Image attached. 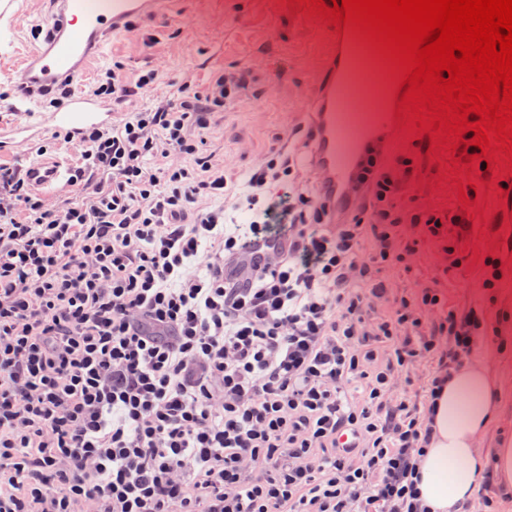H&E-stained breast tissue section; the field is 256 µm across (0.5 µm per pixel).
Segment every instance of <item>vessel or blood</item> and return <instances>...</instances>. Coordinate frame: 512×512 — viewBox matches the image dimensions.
<instances>
[{
	"instance_id": "vessel-or-blood-1",
	"label": "vessel or blood",
	"mask_w": 512,
	"mask_h": 512,
	"mask_svg": "<svg viewBox=\"0 0 512 512\" xmlns=\"http://www.w3.org/2000/svg\"><path fill=\"white\" fill-rule=\"evenodd\" d=\"M173 0H54L52 35L37 44L9 73L17 89L16 105L31 110L40 89L57 83L71 86L64 105L40 112L32 123L16 126L14 137L31 141L47 131L75 134L90 126L111 124L112 114L80 87L90 63L101 55L108 38L128 33L134 19L159 18L169 13ZM319 39L313 91L303 99L311 117L314 150L311 162L320 178V190L342 209L354 201L360 165L368 157L389 160L406 132L395 121L396 86L383 76L374 96L360 83L359 59L365 48L351 31L309 18ZM32 189L49 193L67 170L59 158H39L28 166Z\"/></svg>"
}]
</instances>
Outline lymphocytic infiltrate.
Masks as SVG:
<instances>
[{
  "mask_svg": "<svg viewBox=\"0 0 512 512\" xmlns=\"http://www.w3.org/2000/svg\"><path fill=\"white\" fill-rule=\"evenodd\" d=\"M249 76L54 133L81 201L0 161V512H426L432 413L484 323L443 291L470 221L403 199L406 158L367 160L333 215L283 151L227 211L201 147ZM157 79L116 61L92 91ZM426 243L437 276L392 291Z\"/></svg>",
  "mask_w": 512,
  "mask_h": 512,
  "instance_id": "f902f5d3",
  "label": "lymphocytic infiltrate"
}]
</instances>
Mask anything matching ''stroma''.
<instances>
[{"mask_svg": "<svg viewBox=\"0 0 512 512\" xmlns=\"http://www.w3.org/2000/svg\"><path fill=\"white\" fill-rule=\"evenodd\" d=\"M16 15L0 18V129L25 122L15 109L7 75L38 42L39 29L52 25V0H17ZM313 31L283 0H179L169 17L141 19L126 35L108 39L102 58L92 63L81 82L90 90L97 70L123 62L129 72L159 67V83H191L204 91L208 78L224 70L250 66L246 99L234 110L217 114L206 148L228 188L242 178L283 134L284 120L307 122L300 103L314 80V59L307 48ZM428 134L403 140L395 154L412 162L410 193L439 210L459 206L458 183L438 167L451 157L439 152L426 159ZM501 184H477L468 207L473 222L463 247L467 264L448 278V301L466 309H485V334L491 348L489 367L499 387L496 413L476 442L479 453L512 448V196L501 197ZM499 260L501 286L495 301L481 287L486 258Z\"/></svg>", "mask_w": 512, "mask_h": 512, "instance_id": "obj_1", "label": "stroma"}]
</instances>
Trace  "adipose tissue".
<instances>
[{
    "instance_id": "1",
    "label": "adipose tissue",
    "mask_w": 512,
    "mask_h": 512,
    "mask_svg": "<svg viewBox=\"0 0 512 512\" xmlns=\"http://www.w3.org/2000/svg\"><path fill=\"white\" fill-rule=\"evenodd\" d=\"M488 357L485 336H475L470 362L452 375L437 402L420 473V490L430 512H454L456 505L471 497L485 467L475 442L494 409Z\"/></svg>"
}]
</instances>
